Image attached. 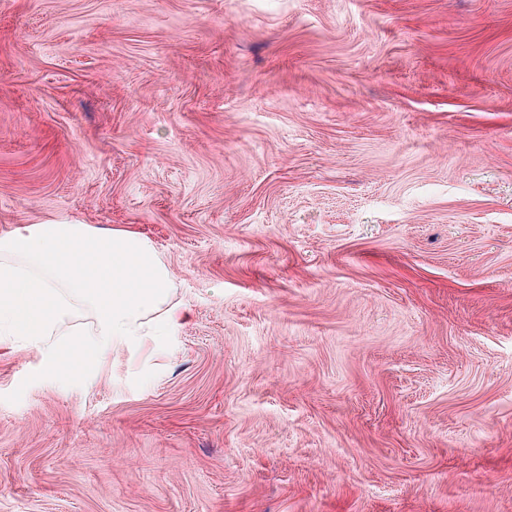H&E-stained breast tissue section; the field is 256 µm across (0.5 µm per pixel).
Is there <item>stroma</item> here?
Masks as SVG:
<instances>
[{"mask_svg":"<svg viewBox=\"0 0 512 512\" xmlns=\"http://www.w3.org/2000/svg\"><path fill=\"white\" fill-rule=\"evenodd\" d=\"M130 228L190 315L0 345V512H512V0H0V235Z\"/></svg>","mask_w":512,"mask_h":512,"instance_id":"stroma-1","label":"stroma"}]
</instances>
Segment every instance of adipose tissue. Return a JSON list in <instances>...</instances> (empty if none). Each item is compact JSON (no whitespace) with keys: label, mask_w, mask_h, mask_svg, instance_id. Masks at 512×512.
Wrapping results in <instances>:
<instances>
[{"label":"adipose tissue","mask_w":512,"mask_h":512,"mask_svg":"<svg viewBox=\"0 0 512 512\" xmlns=\"http://www.w3.org/2000/svg\"><path fill=\"white\" fill-rule=\"evenodd\" d=\"M173 288L163 256L133 230L33 224L0 236V335L24 337L49 367L83 370L108 348L160 343L190 313L172 302ZM79 303L93 331H67Z\"/></svg>","instance_id":"adipose-tissue-1"}]
</instances>
